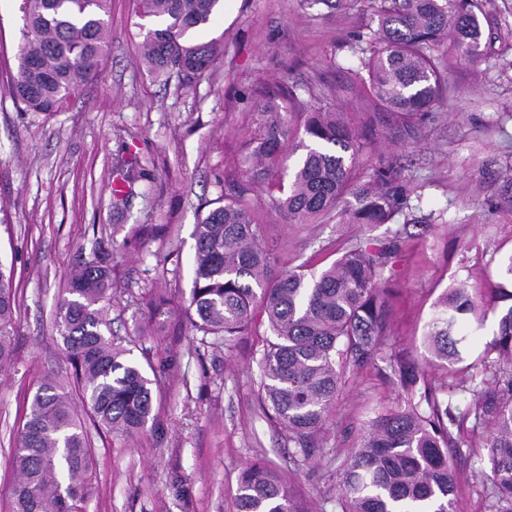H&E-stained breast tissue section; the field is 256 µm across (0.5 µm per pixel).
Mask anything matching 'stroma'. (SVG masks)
I'll return each instance as SVG.
<instances>
[{
  "instance_id": "obj_1",
  "label": "stroma",
  "mask_w": 512,
  "mask_h": 512,
  "mask_svg": "<svg viewBox=\"0 0 512 512\" xmlns=\"http://www.w3.org/2000/svg\"><path fill=\"white\" fill-rule=\"evenodd\" d=\"M109 11L103 69L48 117L21 110L10 94L22 19L19 0H0V264L14 269L19 324L14 361L0 372V512L9 506L12 433L26 398L45 375L69 371L53 323L59 291L98 256L112 265L116 335H137L155 294L164 295L167 313L159 335L141 341L162 368L161 399L139 434L94 433L86 512H236L241 474L259 459L315 512H339L336 472L362 426L404 403L395 376L379 360L346 374L320 447L301 461L258 401L262 336L216 349L180 312L193 285L195 226L234 193L224 168L250 136L256 86L310 87L305 111L290 116L296 126L331 99L371 144L359 170L369 171L379 149L402 156L411 212L430 221L401 216L364 229L333 215L290 224L258 191L251 199L265 242L283 269L327 266L346 241L394 242L380 281L389 308L383 351L405 353L440 385L448 365L423 344L435 303L463 282L485 305L501 260L512 255V204L501 197L503 176L512 174V0H487L490 52L451 58L446 98L404 135L351 87L356 39L372 23L368 8L326 14L301 0H229L199 35L223 38L224 60L187 85L138 64L134 0H112ZM453 437L456 512H488L485 464L475 454L485 437L468 428Z\"/></svg>"
}]
</instances>
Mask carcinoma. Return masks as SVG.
Instances as JSON below:
<instances>
[{"label": "carcinoma", "mask_w": 512, "mask_h": 512, "mask_svg": "<svg viewBox=\"0 0 512 512\" xmlns=\"http://www.w3.org/2000/svg\"><path fill=\"white\" fill-rule=\"evenodd\" d=\"M366 1L377 18L367 47L359 48L353 86L397 117L409 131L431 115L445 87L443 58L483 54V0H303L329 11H352ZM221 0H139L151 21L140 56L152 75L190 82L212 71L224 55L218 40L198 43ZM22 41L10 93L28 112L61 111L98 72L107 54L109 0H21ZM300 104L297 86L257 102V122L242 168L225 179L235 195L196 224L194 280L184 311L211 345L227 349L254 328L274 337L261 353V401L309 460L326 430L347 369L374 361L385 342L388 308L379 281L390 251L369 241L347 244L329 266L302 263L277 269L247 196L254 186L289 224H311L340 211L348 224H389L409 209L412 188L398 159L381 157L371 172L355 174L364 148L330 101L308 114L303 133L288 121ZM299 155L289 180L279 163ZM496 299L507 302L498 329L477 360L466 363L482 309L463 288L445 294L424 336L431 354L486 378L460 408L455 374L435 387L424 370L391 354L390 365L407 406L377 415L363 429L339 473L341 512H452L454 474L448 448L453 429L490 426L488 512H512V256L501 266ZM112 270L86 264L62 288L55 330L70 365L67 380L43 379L13 437L17 480L12 512H84L94 448L90 429L132 436L153 417L158 396L147 354L136 341L112 334ZM17 298L13 274L0 264V368L13 360ZM238 512H310L262 462L242 474Z\"/></svg>", "instance_id": "carcinoma-1"}]
</instances>
